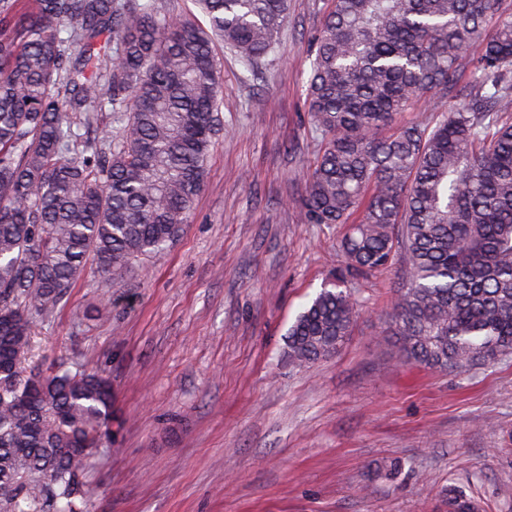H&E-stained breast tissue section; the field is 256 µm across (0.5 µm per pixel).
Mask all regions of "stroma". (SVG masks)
<instances>
[{
	"instance_id": "1",
	"label": "stroma",
	"mask_w": 512,
	"mask_h": 512,
	"mask_svg": "<svg viewBox=\"0 0 512 512\" xmlns=\"http://www.w3.org/2000/svg\"><path fill=\"white\" fill-rule=\"evenodd\" d=\"M288 4L262 78L213 44L224 135L180 237L121 280L88 271L37 325L38 355L112 376L121 426L93 512H448L452 491L512 512V356L459 374L400 362L383 339L396 271L354 283L335 354L288 360L346 231L295 205L319 150L306 82L326 0Z\"/></svg>"
}]
</instances>
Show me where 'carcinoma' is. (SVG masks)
<instances>
[{
    "label": "carcinoma",
    "mask_w": 512,
    "mask_h": 512,
    "mask_svg": "<svg viewBox=\"0 0 512 512\" xmlns=\"http://www.w3.org/2000/svg\"><path fill=\"white\" fill-rule=\"evenodd\" d=\"M198 2L206 27L157 0H0V512H91L112 377L35 360V323L88 269L119 279L180 236L224 131L212 43L253 72L288 14V0ZM312 47L320 149L296 206L304 224L346 225L345 264L288 330V359L334 354L357 313L348 282L399 258L388 335L403 362L511 356L512 0H330ZM432 90L453 107L396 125ZM107 115L112 134L90 135Z\"/></svg>",
    "instance_id": "carcinoma-1"
}]
</instances>
